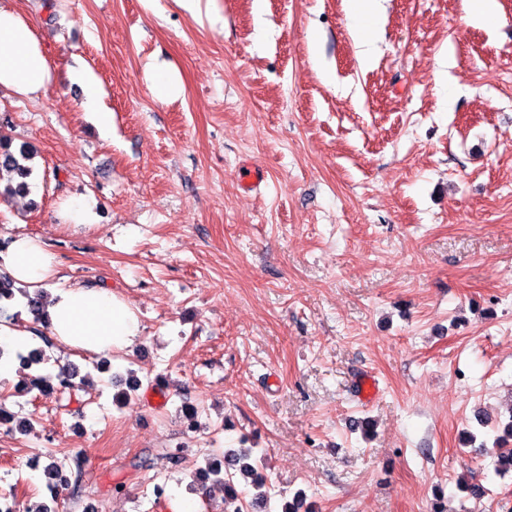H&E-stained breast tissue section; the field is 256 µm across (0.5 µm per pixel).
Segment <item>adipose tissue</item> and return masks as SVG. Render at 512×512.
<instances>
[{"label":"adipose tissue","mask_w":512,"mask_h":512,"mask_svg":"<svg viewBox=\"0 0 512 512\" xmlns=\"http://www.w3.org/2000/svg\"><path fill=\"white\" fill-rule=\"evenodd\" d=\"M51 71L33 24L0 0V87L21 95L41 93ZM7 276L32 289L56 274L55 257L39 239L14 237L8 246ZM48 331L64 345L94 355L129 349L141 333L136 312L112 289L82 284L54 289L46 307Z\"/></svg>","instance_id":"1"}]
</instances>
